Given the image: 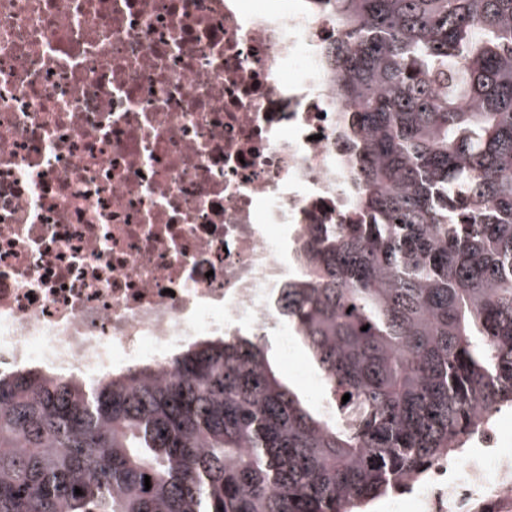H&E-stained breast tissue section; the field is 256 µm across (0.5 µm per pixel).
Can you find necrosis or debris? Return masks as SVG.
Wrapping results in <instances>:
<instances>
[{
    "mask_svg": "<svg viewBox=\"0 0 512 512\" xmlns=\"http://www.w3.org/2000/svg\"><path fill=\"white\" fill-rule=\"evenodd\" d=\"M312 0H0V369L97 376L276 328L292 242L355 221ZM390 512L488 505L483 432Z\"/></svg>",
    "mask_w": 512,
    "mask_h": 512,
    "instance_id": "obj_1",
    "label": "necrosis or debris"
}]
</instances>
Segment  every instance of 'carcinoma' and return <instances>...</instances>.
Listing matches in <instances>:
<instances>
[{"label":"carcinoma","instance_id":"1","mask_svg":"<svg viewBox=\"0 0 512 512\" xmlns=\"http://www.w3.org/2000/svg\"><path fill=\"white\" fill-rule=\"evenodd\" d=\"M319 2L364 220L310 225L278 309L332 412L261 336L1 371L0 512H367L512 408V0Z\"/></svg>","mask_w":512,"mask_h":512}]
</instances>
